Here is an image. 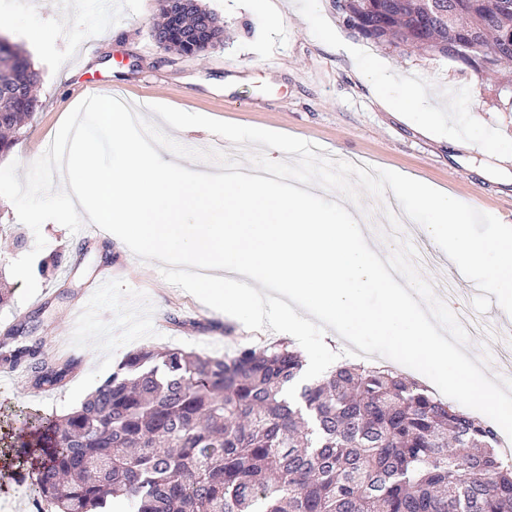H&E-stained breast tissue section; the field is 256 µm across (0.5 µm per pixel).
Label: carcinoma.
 I'll return each mask as SVG.
<instances>
[{"instance_id": "cac0c4a2", "label": "carcinoma", "mask_w": 512, "mask_h": 512, "mask_svg": "<svg viewBox=\"0 0 512 512\" xmlns=\"http://www.w3.org/2000/svg\"><path fill=\"white\" fill-rule=\"evenodd\" d=\"M153 32L180 55L206 16L158 0ZM347 27L385 50L422 48L512 90V0H333ZM0 153L34 116L39 73L0 47ZM76 363L38 362L33 386ZM304 361L292 342L214 356L141 348L63 415L23 416L20 457L46 458L38 512H512V463L495 424L438 399L390 365L342 363L286 396Z\"/></svg>"}]
</instances>
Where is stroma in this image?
<instances>
[{
	"mask_svg": "<svg viewBox=\"0 0 512 512\" xmlns=\"http://www.w3.org/2000/svg\"><path fill=\"white\" fill-rule=\"evenodd\" d=\"M0 0V37L35 59L40 82L34 117L22 129L15 151L0 156L29 165L40 144L52 141L66 115L80 102V88L95 82L102 94L132 105L166 104L235 124L299 137L320 145L326 155L342 154L359 166L405 173L432 183L479 211L512 225V163L488 153L491 138L512 140V94L494 81L473 82V73L453 59L413 50L389 53L349 30L332 0H272L275 15H254L250 0H198L224 24V41L194 56L160 48L152 37L156 0H80L84 23L62 27L58 15L68 0ZM48 33L38 49L27 36ZM379 58L396 78L424 85L437 107L446 94L476 85L473 112L454 115L452 135L427 130L420 115L389 111L359 69L356 51ZM47 240L37 256L46 270L37 274L39 291L28 302L17 293L22 280L9 265L32 250V231L17 219L13 204L0 198V278L16 296L0 307V337L20 330L42 342L41 357H77L78 367L60 388L39 392L30 382L29 364L0 360V431L22 427L23 413L63 415L77 407L130 352L142 347H179L224 354L254 341L241 322L207 308L193 295L169 284L157 266L138 259L115 235L81 239L49 221ZM111 271L112 288L85 315L76 309L102 271ZM433 286L451 282L464 307H471L476 285L449 260L419 265Z\"/></svg>",
	"mask_w": 512,
	"mask_h": 512,
	"instance_id": "35a3bbf8",
	"label": "stroma"
}]
</instances>
